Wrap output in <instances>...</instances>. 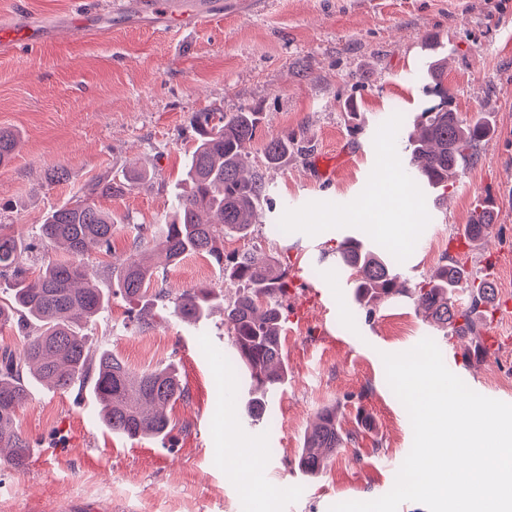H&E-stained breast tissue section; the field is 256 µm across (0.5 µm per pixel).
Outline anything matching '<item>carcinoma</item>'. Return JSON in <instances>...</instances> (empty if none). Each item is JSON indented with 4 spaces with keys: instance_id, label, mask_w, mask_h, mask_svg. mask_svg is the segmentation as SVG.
<instances>
[{
    "instance_id": "obj_1",
    "label": "carcinoma",
    "mask_w": 512,
    "mask_h": 512,
    "mask_svg": "<svg viewBox=\"0 0 512 512\" xmlns=\"http://www.w3.org/2000/svg\"><path fill=\"white\" fill-rule=\"evenodd\" d=\"M428 73L432 83L424 86V94L448 99L441 82V60L431 62ZM260 120V113L252 109L194 113L191 124L197 131L196 145L184 169L185 187L178 194L176 210L151 229L138 226L139 234L133 240L136 246L150 233L167 268L177 267L189 255L206 258L224 273L225 283L236 288L229 298L208 285L179 294L164 288L151 293L156 267L136 255L112 272V288L91 284L84 256L94 250L111 251L118 224L112 214L96 205L95 198L126 192L142 178L136 171L98 177L82 196L47 215L39 226L40 239L63 247L70 258L47 263L34 277L22 262L31 244L22 234L0 228V278L8 279L10 291L7 301L0 300V327L14 325L23 339L19 355L0 358L1 463L14 469L26 465L30 442L16 429V419L36 383L58 390L89 383L101 405L100 419L113 434L130 439L169 436L173 425L166 409L188 396L175 367L168 364L133 372L112 351L92 349L83 334V327L95 321L116 296L140 304L131 322L141 332L154 326L160 311L196 324L215 304L223 303L233 352L228 365L243 373L249 383L245 414L253 422L268 415V397L288 376L282 344L283 302L293 282L288 265L273 256L224 252V238L250 235L263 205L271 203L262 175H243V156ZM490 132L486 120L467 121L429 101L407 137L408 166L428 189H446L463 166L476 162L480 143ZM18 143L17 133L0 128V165L12 160ZM286 153V134L271 137L264 146L269 165L279 163ZM491 228V214L475 208L464 228L467 243L483 241ZM332 254L336 265L350 271L358 310L369 315L374 304L407 296L417 302L427 320L446 336L458 339L475 337L491 315L494 284L473 272L465 251L448 255L428 278L411 288L399 284L392 262L358 238H343ZM462 286L469 291L465 306L457 299ZM354 441L352 434L342 433L336 407L323 409L303 439L298 460L301 472L319 474L327 459Z\"/></svg>"
}]
</instances>
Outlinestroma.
Instances as JSON below:
<instances>
[{"label":"stroma","instance_id":"1","mask_svg":"<svg viewBox=\"0 0 512 512\" xmlns=\"http://www.w3.org/2000/svg\"><path fill=\"white\" fill-rule=\"evenodd\" d=\"M109 2L0 0V19L33 13L61 27L82 17L98 31L88 38L70 29L32 51L0 52V128L21 138L0 166V225L36 241L26 266L37 274L44 261L65 256L37 238L51 209L95 177L148 170V181L100 202L120 225L111 251L84 261L99 287H110L113 267L132 252L134 225L162 223L174 207L195 144L193 113L262 112L244 164L263 175L273 206L224 250L288 259V380L272 399L280 427L248 424L243 376L224 382L214 358L230 349L222 309L194 326L162 312L152 329L133 333L124 328L132 305L118 298L87 326L88 343L137 372L179 369L189 396L168 410L170 439L112 435L98 421L91 388L35 389L16 422L33 451L25 469L0 464V512H329L385 495L413 430L382 356L427 337L445 355L460 342L405 297L377 304L370 317L350 313V277L337 274L323 249L346 236L384 254L403 244L399 274L414 284L443 262L449 239L489 197L499 206L473 266L496 288L486 330L497 347L461 378L512 403V311L503 306L512 300V0H230L221 18L193 31L129 9L110 14ZM434 58L444 61L453 111L492 124L477 162L441 198L406 182L397 151L424 106ZM283 133L294 135V146L279 164H266L264 144ZM319 155L336 160L330 179L315 174ZM60 167L64 180L47 183ZM200 283L225 288L216 266L189 256L165 286L179 292ZM329 406L357 441L307 478L297 468L303 438ZM256 456L259 479L244 486L239 469Z\"/></svg>","mask_w":512,"mask_h":512}]
</instances>
